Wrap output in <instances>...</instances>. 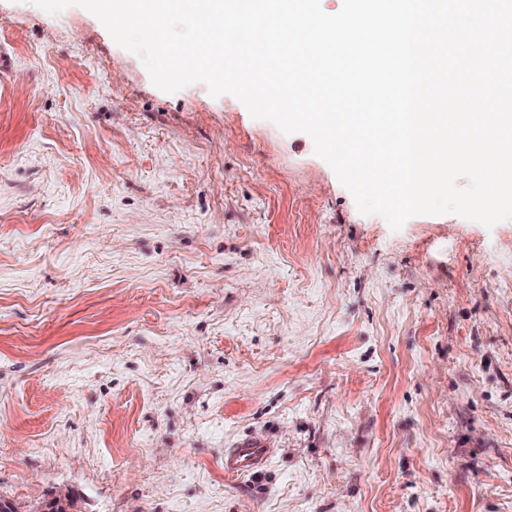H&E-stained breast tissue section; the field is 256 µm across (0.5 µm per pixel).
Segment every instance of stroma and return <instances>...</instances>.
I'll return each instance as SVG.
<instances>
[{"mask_svg": "<svg viewBox=\"0 0 512 512\" xmlns=\"http://www.w3.org/2000/svg\"><path fill=\"white\" fill-rule=\"evenodd\" d=\"M267 443L256 474L224 452ZM512 512V220L361 214L304 133L0 0V498Z\"/></svg>", "mask_w": 512, "mask_h": 512, "instance_id": "35a3bbf8", "label": "stroma"}]
</instances>
